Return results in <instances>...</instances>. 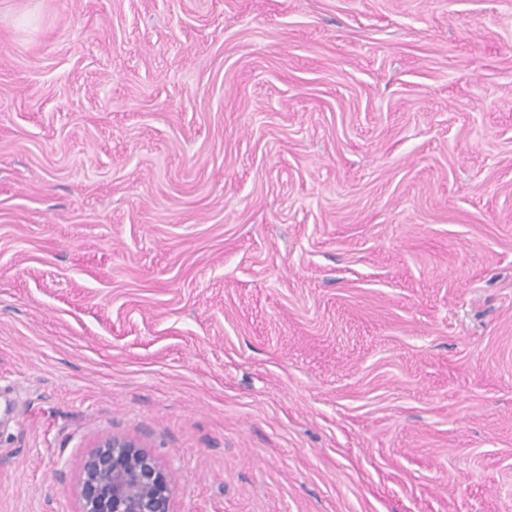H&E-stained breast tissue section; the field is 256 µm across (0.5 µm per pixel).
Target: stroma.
<instances>
[{
	"label": "stroma",
	"instance_id": "1",
	"mask_svg": "<svg viewBox=\"0 0 512 512\" xmlns=\"http://www.w3.org/2000/svg\"><path fill=\"white\" fill-rule=\"evenodd\" d=\"M112 436L172 512H512V0H0V512Z\"/></svg>",
	"mask_w": 512,
	"mask_h": 512
}]
</instances>
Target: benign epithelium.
Returning <instances> with one entry per match:
<instances>
[{
  "instance_id": "benign-epithelium-1",
  "label": "benign epithelium",
  "mask_w": 512,
  "mask_h": 512,
  "mask_svg": "<svg viewBox=\"0 0 512 512\" xmlns=\"http://www.w3.org/2000/svg\"><path fill=\"white\" fill-rule=\"evenodd\" d=\"M173 482L164 466L135 442L101 441L88 456L79 512H172Z\"/></svg>"
}]
</instances>
